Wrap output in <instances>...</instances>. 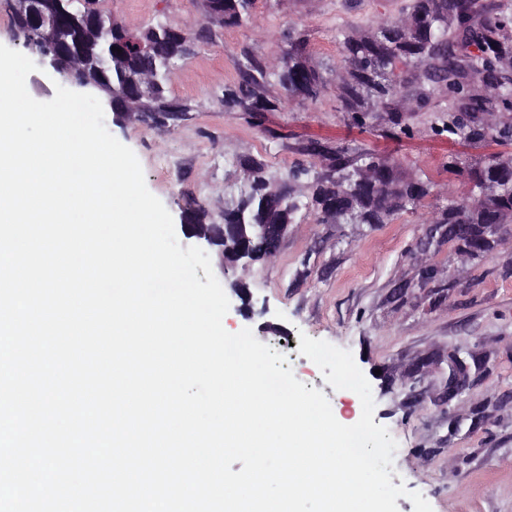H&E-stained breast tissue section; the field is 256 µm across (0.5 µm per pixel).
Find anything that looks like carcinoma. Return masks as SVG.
<instances>
[{
	"label": "carcinoma",
	"mask_w": 512,
	"mask_h": 512,
	"mask_svg": "<svg viewBox=\"0 0 512 512\" xmlns=\"http://www.w3.org/2000/svg\"><path fill=\"white\" fill-rule=\"evenodd\" d=\"M255 0H222L216 23L237 27L253 19ZM24 44L42 46L41 31L25 17L11 14ZM68 40H83L94 62L104 68L117 112L132 101L135 109L163 111L175 104L168 82L177 63L188 55V34L158 24L135 30L143 44L128 42L130 30L102 13L98 32L84 33L77 24L61 22ZM342 71L336 96L345 112L363 125L373 112H384L390 128L405 132L412 102L428 104L448 96V107L435 115L436 134L460 141L490 140L510 148L498 158L501 169L482 162L460 170L472 184L471 195H448L429 219L448 225V243L470 259H483L496 237L512 224V3L507 0H414L410 10L369 29L352 31L340 42ZM242 80L224 94V104L242 112H271L296 98L315 100L325 85L312 64L308 44L300 36L284 37L277 57L266 64L254 56L241 64ZM275 78L281 98L265 94ZM310 154L328 161L329 173L311 181L309 205L323 224H390L404 212H415L428 195L425 182L403 173L388 158L371 151L343 147L330 152L318 142ZM248 190L224 212L226 224H290L298 201L275 193L266 165L246 158ZM480 367L473 356L448 355V378L470 381Z\"/></svg>",
	"instance_id": "cac0c4a2"
}]
</instances>
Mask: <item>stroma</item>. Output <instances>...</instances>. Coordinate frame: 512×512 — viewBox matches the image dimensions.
<instances>
[{
  "instance_id": "stroma-1",
  "label": "stroma",
  "mask_w": 512,
  "mask_h": 512,
  "mask_svg": "<svg viewBox=\"0 0 512 512\" xmlns=\"http://www.w3.org/2000/svg\"><path fill=\"white\" fill-rule=\"evenodd\" d=\"M412 2L255 0L253 23L224 28L203 21L201 0H100L132 28H185L194 42L168 84L189 106L187 119L159 128L109 112L105 126L134 151L148 189L175 219L203 204L219 220L248 187L243 156L264 159L274 177L297 166L327 173L305 151L313 141L376 150L428 181L424 207L389 224H322L300 205L277 256L237 270L246 294H229L224 324L232 333L251 329L282 353L295 377L352 425L362 414L359 397L327 384L297 343L304 334L349 351L370 381L375 423L398 444L393 485L421 493L433 512H512V235L482 260L459 256L441 224L431 245L420 246L443 197L470 191L452 158L474 164L492 147L436 135L428 108L409 113L408 132L396 137L379 114L361 127L336 98L343 34L398 17ZM286 33L307 39L326 84L321 97L273 112L225 109L224 92L238 85L245 56L271 60ZM423 264L435 269L433 280H421ZM453 349L485 361L454 400L446 386Z\"/></svg>"
}]
</instances>
